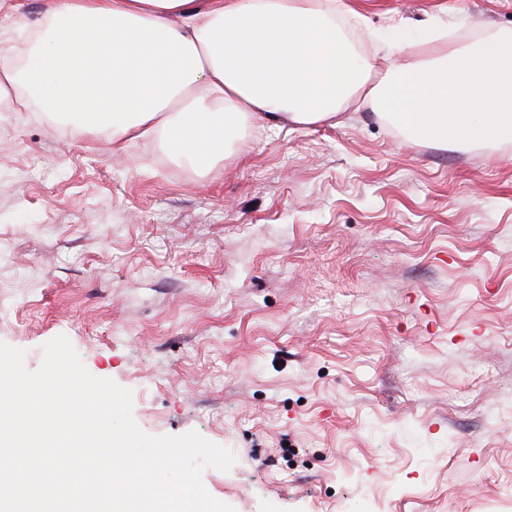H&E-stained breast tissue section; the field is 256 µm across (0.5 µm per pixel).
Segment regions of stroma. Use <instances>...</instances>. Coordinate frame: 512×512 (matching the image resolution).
Instances as JSON below:
<instances>
[{
    "instance_id": "obj_1",
    "label": "stroma",
    "mask_w": 512,
    "mask_h": 512,
    "mask_svg": "<svg viewBox=\"0 0 512 512\" xmlns=\"http://www.w3.org/2000/svg\"><path fill=\"white\" fill-rule=\"evenodd\" d=\"M50 0H0V66ZM362 58L399 19L424 57L512 28V0H334ZM0 111V342L67 336L152 436L230 449L234 512H492L512 488V139L411 140L354 97L255 118L206 172L159 139Z\"/></svg>"
}]
</instances>
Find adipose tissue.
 <instances>
[{
  "instance_id": "adipose-tissue-1",
  "label": "adipose tissue",
  "mask_w": 512,
  "mask_h": 512,
  "mask_svg": "<svg viewBox=\"0 0 512 512\" xmlns=\"http://www.w3.org/2000/svg\"><path fill=\"white\" fill-rule=\"evenodd\" d=\"M112 150L162 137L206 169L263 116L311 125L364 95L412 139L487 146L512 136V28L396 66L362 59L321 0H54L25 67L0 71Z\"/></svg>"
}]
</instances>
